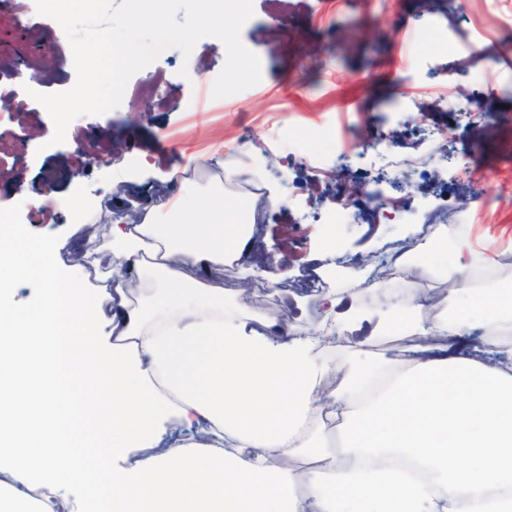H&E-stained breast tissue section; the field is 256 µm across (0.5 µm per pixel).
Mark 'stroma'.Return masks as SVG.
<instances>
[{
  "label": "stroma",
  "instance_id": "35a3bbf8",
  "mask_svg": "<svg viewBox=\"0 0 512 512\" xmlns=\"http://www.w3.org/2000/svg\"><path fill=\"white\" fill-rule=\"evenodd\" d=\"M254 14L241 30V41L262 64L259 84L216 99L209 92L226 51L213 37L201 38L193 53L205 61L196 76L179 70L182 52L163 50L159 66L169 75L165 103L141 98L101 115L74 120L75 143L51 144L54 125L44 107L30 96L9 98L0 111V131L20 135V125L37 129L21 137L23 146L9 175L0 179V222H26L22 193L51 191L58 202L92 201L89 220L64 212L53 223L33 225L34 235L54 240L66 275L95 286L94 276L76 270L71 246L87 230L108 237L99 218L123 199L117 186L143 195L167 186V201L178 200L184 183H205L220 168L236 171L225 184L226 196L253 205L247 187L261 175L282 206H266L265 221L253 225L262 253L272 265L253 272L235 264L215 274L226 296L244 298L251 310L266 314L279 308L285 286H292L298 312L292 323L302 329L318 324L315 269L335 260L350 264L381 261L399 239L417 237L422 224L444 217L461 224L493 265L512 258V0H253ZM53 19L35 9L17 14L0 4V84L21 82L27 56L42 48L54 67L41 84L44 93L68 90L76 80L69 42L59 40ZM413 76L401 80L404 67ZM205 90L201 116L189 120L184 109L192 89ZM481 112L471 121L469 111ZM327 125L348 149L335 154L313 140L309 155L283 143L273 156L265 146L283 131ZM385 133L405 156L434 152L420 169L399 170L383 182L363 158L368 132ZM438 132L437 149L428 135ZM250 133L243 153L228 154L225 140ZM122 140V160L103 166V142ZM365 186L348 196L338 174ZM315 181L322 194H309ZM420 210L416 224H369L365 217L386 198ZM354 219L337 225L334 243H326L318 217L336 200Z\"/></svg>",
  "mask_w": 512,
  "mask_h": 512
}]
</instances>
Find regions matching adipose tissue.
Listing matches in <instances>:
<instances>
[{
	"label": "adipose tissue",
	"mask_w": 512,
	"mask_h": 512,
	"mask_svg": "<svg viewBox=\"0 0 512 512\" xmlns=\"http://www.w3.org/2000/svg\"><path fill=\"white\" fill-rule=\"evenodd\" d=\"M187 194L87 236L92 265L137 274L134 288L71 284L51 241L29 254L21 227L0 235V512H73L76 485L84 512H512V294L465 285L483 253L457 239L456 286L429 322L419 287L370 311L324 292L341 332L372 320L403 342L337 372L303 329L211 284L248 258L247 212L219 180ZM26 279L40 290L20 310L8 294ZM476 330L483 356L456 353ZM76 415L111 466L74 455Z\"/></svg>",
	"instance_id": "adipose-tissue-1"
}]
</instances>
